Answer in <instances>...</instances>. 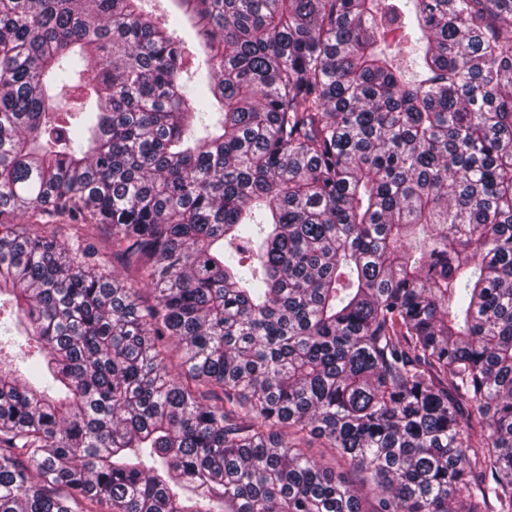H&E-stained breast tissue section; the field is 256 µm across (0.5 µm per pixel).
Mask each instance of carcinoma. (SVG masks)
I'll use <instances>...</instances> for the list:
<instances>
[{
	"mask_svg": "<svg viewBox=\"0 0 512 512\" xmlns=\"http://www.w3.org/2000/svg\"><path fill=\"white\" fill-rule=\"evenodd\" d=\"M143 2L0 0V512H512V0Z\"/></svg>",
	"mask_w": 512,
	"mask_h": 512,
	"instance_id": "carcinoma-1",
	"label": "carcinoma"
}]
</instances>
